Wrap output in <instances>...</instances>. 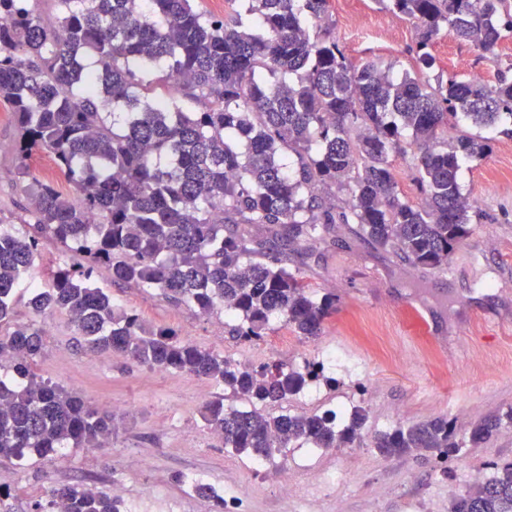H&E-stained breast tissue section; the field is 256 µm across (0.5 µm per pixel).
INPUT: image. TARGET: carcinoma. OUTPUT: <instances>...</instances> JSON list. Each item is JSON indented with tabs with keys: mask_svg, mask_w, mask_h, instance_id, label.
Masks as SVG:
<instances>
[{
	"mask_svg": "<svg viewBox=\"0 0 512 512\" xmlns=\"http://www.w3.org/2000/svg\"><path fill=\"white\" fill-rule=\"evenodd\" d=\"M30 0H0V102L15 114L17 174L31 179L28 223L88 266H59L30 300L42 315L64 312L88 347L148 369L214 381L260 404L288 399L331 378L320 365L254 368L147 326L112 304L92 281L106 267L115 285L156 288L204 315L217 307L238 319L251 341L281 320L305 338L319 335L334 309L309 291L288 252L325 243L337 224L413 267L441 269L469 234L474 209L458 183L460 160L479 158L489 141L464 131L512 120V63L490 81L451 75L433 87L379 55L354 61L336 39L329 0H225L222 16L201 0H50L53 18ZM416 31L413 68L435 63L441 35L470 43L485 59L512 37V0H389ZM254 17L242 28L241 12ZM203 104L185 112L175 97L148 101L155 84ZM48 153L78 196L32 176L29 160ZM413 153L420 198L399 189L392 156ZM294 157L288 166L286 156ZM347 194L338 207L322 196ZM239 224L270 235L247 241ZM39 238L0 226V455H57L66 444L100 448L112 438V413L37 375L45 330L9 325L13 291L29 272ZM208 429L237 453L270 458L293 442L345 448L363 440L365 410L270 416L256 408L207 402ZM486 417L457 439L444 417L377 434L384 457L423 452L444 460L499 432ZM451 501L449 512H512V462ZM195 492L224 512L205 484ZM109 494L52 486L34 512H120Z\"/></svg>",
	"mask_w": 512,
	"mask_h": 512,
	"instance_id": "carcinoma-1",
	"label": "carcinoma"
}]
</instances>
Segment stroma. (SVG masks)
<instances>
[{
    "mask_svg": "<svg viewBox=\"0 0 512 512\" xmlns=\"http://www.w3.org/2000/svg\"><path fill=\"white\" fill-rule=\"evenodd\" d=\"M330 11L336 37L352 59L381 55L397 61L399 69L410 67L415 30L389 0H330ZM352 12L388 24L390 33L349 38L344 29ZM498 52L494 63L444 36L434 46L435 67L423 77L434 83L478 72L490 79L497 63L512 62V38ZM483 134L490 139L489 153L462 159L459 169L461 190L477 199L479 215L446 268L412 267L374 249L349 224L337 225L329 243L301 245L291 254L313 291L336 300L317 337L298 336L277 320L261 340L243 341L233 336L237 320L225 311L205 315L156 289L113 285L106 268L94 270L96 285L114 303L227 359L300 368L335 354V362L326 365L331 384L266 411L365 408L364 440L348 448L316 452L296 442L261 464L225 448L207 429L201 410L218 395L241 410L249 407L246 399L209 380L85 350L65 315L35 316L30 300L63 257L59 244L41 238L33 267L16 286L13 320L40 321L46 347L35 371L110 411L115 430L104 447L65 448L61 462L32 457L22 464L0 456V490L7 493L0 512H32L50 485L77 483L107 493L120 487L125 512H211L210 501L186 486L195 475L237 495L236 512H448L449 486L466 491L489 475L491 463L512 461V423L447 461L431 453L385 458L372 439L396 425L437 416L469 424L512 410V137L496 127ZM16 137L14 114L0 105V226L28 234L25 183L11 149ZM414 306L423 310L428 333L417 332L410 316ZM284 464L295 474L288 501L271 477Z\"/></svg>",
    "mask_w": 512,
    "mask_h": 512,
    "instance_id": "obj_1",
    "label": "stroma"
}]
</instances>
